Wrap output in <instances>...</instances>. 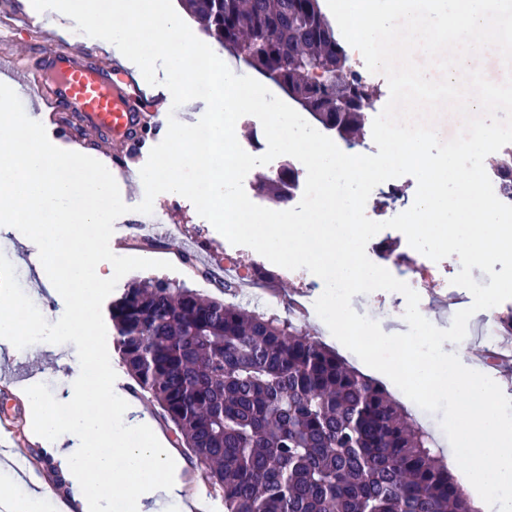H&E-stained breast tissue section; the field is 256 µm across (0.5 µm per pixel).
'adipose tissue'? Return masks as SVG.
<instances>
[{"mask_svg": "<svg viewBox=\"0 0 512 512\" xmlns=\"http://www.w3.org/2000/svg\"><path fill=\"white\" fill-rule=\"evenodd\" d=\"M17 124L1 100L0 222L25 224V243L40 256L49 290L69 301L72 314L61 329L85 355L62 410L46 406L37 388L24 393L34 434L71 487L64 510L157 512L164 499L177 512H204L203 499L184 493L177 451L135 399L107 386L109 364L90 338L95 299L112 284L100 243L112 221L105 169L76 150L57 154L34 138L20 142Z\"/></svg>", "mask_w": 512, "mask_h": 512, "instance_id": "adipose-tissue-1", "label": "adipose tissue"}]
</instances>
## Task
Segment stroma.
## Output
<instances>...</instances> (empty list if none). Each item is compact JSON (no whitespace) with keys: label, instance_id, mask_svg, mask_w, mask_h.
Segmentation results:
<instances>
[{"label":"stroma","instance_id":"35a3bbf8","mask_svg":"<svg viewBox=\"0 0 512 512\" xmlns=\"http://www.w3.org/2000/svg\"><path fill=\"white\" fill-rule=\"evenodd\" d=\"M55 16L44 12L41 20L16 24L6 51L32 71H40L42 50L47 44V27ZM58 124H44L40 134L45 143L61 151L80 150L102 162L106 168L124 171L118 179L120 195L131 213L119 217L114 224L110 239L112 252L119 256H136L171 262L168 270L146 269L123 276L118 286L127 288L131 280L164 279L183 282L199 293L234 302V295L222 288L224 255L236 251L242 264L264 275L265 296L274 302L273 311L287 316L288 299L295 293L296 285L290 280L285 268L271 263L253 249L233 247L206 219L196 211L186 198L158 195L152 214L134 212L141 202L144 191L132 180L148 159L151 149L164 138L163 132H146L139 140L122 145L108 143L101 135L79 125L73 107L58 101ZM21 225L0 223V297L21 296L27 302L38 303L49 325H56L70 315L66 300L48 296L35 279V269L27 265L24 248L19 241ZM191 256V263H184V256ZM35 365L34 380L48 404H56L67 392L68 378L82 362L72 337L35 332L28 341L24 353ZM6 359L0 358V423L13 426L18 441V458L31 470L33 476L42 479L51 499L44 505V512H56L53 501L65 498L67 488L59 487L60 469L43 452L35 441L31 428V413L17 397V381L4 374Z\"/></svg>","mask_w":512,"mask_h":512}]
</instances>
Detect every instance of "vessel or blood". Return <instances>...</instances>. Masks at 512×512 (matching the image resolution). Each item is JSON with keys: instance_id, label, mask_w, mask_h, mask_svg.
Returning <instances> with one entry per match:
<instances>
[{"instance_id": "b4317fda", "label": "vessel or blood", "mask_w": 512, "mask_h": 512, "mask_svg": "<svg viewBox=\"0 0 512 512\" xmlns=\"http://www.w3.org/2000/svg\"><path fill=\"white\" fill-rule=\"evenodd\" d=\"M43 71L51 83L32 79L18 61H0V80L14 85V99L26 103L31 119H38L41 103L55 96L75 106L84 127L111 141H128L140 128L141 89L120 65L106 72L98 65L77 63L69 50L50 45Z\"/></svg>"}]
</instances>
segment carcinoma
<instances>
[{
	"instance_id": "obj_1",
	"label": "carcinoma",
	"mask_w": 512,
	"mask_h": 512,
	"mask_svg": "<svg viewBox=\"0 0 512 512\" xmlns=\"http://www.w3.org/2000/svg\"><path fill=\"white\" fill-rule=\"evenodd\" d=\"M208 36L361 145L370 94L319 0H183ZM284 177L259 192L286 203ZM129 375L173 424L224 512H474L433 437L377 380L300 325L136 281L112 303Z\"/></svg>"
}]
</instances>
